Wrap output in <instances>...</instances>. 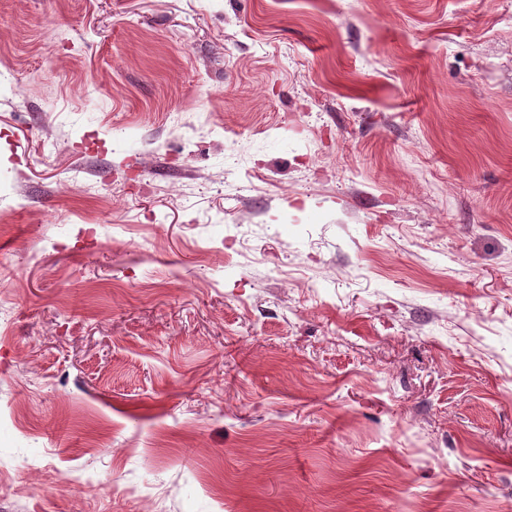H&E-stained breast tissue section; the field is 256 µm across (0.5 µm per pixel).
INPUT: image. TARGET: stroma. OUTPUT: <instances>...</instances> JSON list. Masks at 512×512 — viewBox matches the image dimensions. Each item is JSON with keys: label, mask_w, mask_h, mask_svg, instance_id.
<instances>
[{"label": "stroma", "mask_w": 512, "mask_h": 512, "mask_svg": "<svg viewBox=\"0 0 512 512\" xmlns=\"http://www.w3.org/2000/svg\"><path fill=\"white\" fill-rule=\"evenodd\" d=\"M0 512H512V0H0Z\"/></svg>", "instance_id": "1"}]
</instances>
